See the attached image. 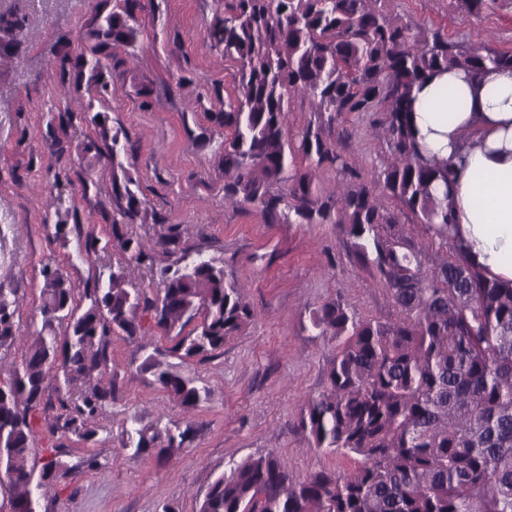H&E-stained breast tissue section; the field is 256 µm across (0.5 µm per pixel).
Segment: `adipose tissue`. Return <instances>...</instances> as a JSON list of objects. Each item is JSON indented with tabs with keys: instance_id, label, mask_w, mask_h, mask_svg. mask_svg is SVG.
Here are the masks:
<instances>
[{
	"instance_id": "1",
	"label": "adipose tissue",
	"mask_w": 512,
	"mask_h": 512,
	"mask_svg": "<svg viewBox=\"0 0 512 512\" xmlns=\"http://www.w3.org/2000/svg\"><path fill=\"white\" fill-rule=\"evenodd\" d=\"M413 96L421 152L453 166V222L471 258L512 280V69L451 68Z\"/></svg>"
}]
</instances>
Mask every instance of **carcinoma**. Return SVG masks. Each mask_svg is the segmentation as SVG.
<instances>
[{
  "label": "carcinoma",
  "instance_id": "obj_1",
  "mask_svg": "<svg viewBox=\"0 0 512 512\" xmlns=\"http://www.w3.org/2000/svg\"><path fill=\"white\" fill-rule=\"evenodd\" d=\"M480 17L512 0H450ZM139 0H114L94 14L89 47L60 60L75 88L96 84L112 64L110 48L137 41ZM26 17L0 10V42L18 44ZM210 47L236 64L234 97L212 122L224 129V198L252 205L281 224L341 225L354 262L388 289L399 308L392 322L360 318L339 301L310 314L311 327L336 339L329 387L307 399L300 424L315 447L362 457L351 471L321 469L293 482L272 454L233 462L199 501L197 512H512V281L488 275L465 252L453 224L448 161L424 156L412 118L411 93L434 74L512 69V52L496 51L439 31L415 30L391 0H227L206 30ZM308 100L318 121L286 139L291 98ZM383 113L388 156L377 187L361 182L331 125L343 114ZM94 137L86 153L112 156V224H152L139 183L124 170L119 132L101 112L86 116ZM329 167L359 181L323 199L316 170ZM450 245L452 257L430 275L423 244L401 217ZM125 264L84 290L85 308L61 269L42 268L41 330L21 363L0 378V482L11 491L8 512H39V484L64 469L57 449L40 470L31 459L33 412L48 386L60 412L51 433L88 442V419L104 413L113 394L100 387L109 367L112 333L133 336L140 313L175 333L172 352L205 356L254 318L224 259L180 249L157 268L161 296L149 302L127 288L126 267L154 261L139 240L113 231ZM18 296L0 288V350L20 341L14 329ZM195 327L182 335L189 324ZM66 325L64 335L57 334ZM140 369L181 405L193 408L205 391L154 354ZM80 400H72V391ZM127 445L179 448L188 430L156 432L130 418Z\"/></svg>",
  "mask_w": 512,
  "mask_h": 512
}]
</instances>
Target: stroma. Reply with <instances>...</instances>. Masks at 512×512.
Segmentation results:
<instances>
[{
    "mask_svg": "<svg viewBox=\"0 0 512 512\" xmlns=\"http://www.w3.org/2000/svg\"><path fill=\"white\" fill-rule=\"evenodd\" d=\"M28 17V34L0 46V288L16 291L18 335L42 326V265L55 260L76 292L93 287L121 261L112 237V162L83 150L91 133L84 112H103L127 139L123 165L140 184L144 207L157 223L188 233L182 246L223 258L256 316L208 357L171 351L173 336L154 326L116 333L101 384L114 400L90 419L91 446L53 435L59 411L47 389L35 413L32 460L42 465L55 447L64 473L42 486L40 512H196L209 484L229 463L276 454L293 480L322 469H348L355 455L316 448L300 426L308 397L327 387L336 341L318 335L311 311L341 300L356 316L390 322L399 309L386 288L356 265L339 225L273 224L248 205L224 198L218 149L223 130L209 120L238 81L235 65L212 50L206 25L224 0H141L134 45L115 50L118 64L103 70L101 94L56 96V65L75 56L100 0H5ZM414 24L451 39L512 51V9L476 18L449 0H396ZM374 112L350 114L332 126L365 183H374L386 144ZM94 182L83 186L86 170ZM207 392L195 408L181 406L140 370L144 352ZM150 428L189 432L164 458L134 454L125 434L129 417ZM96 455L99 470L84 467Z\"/></svg>",
    "mask_w": 512,
    "mask_h": 512,
    "instance_id": "1",
    "label": "stroma"
}]
</instances>
